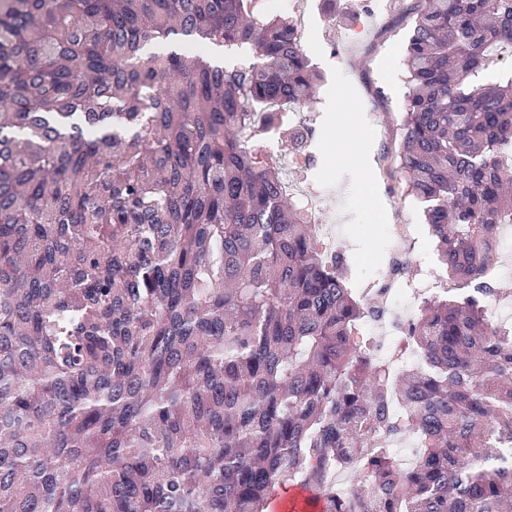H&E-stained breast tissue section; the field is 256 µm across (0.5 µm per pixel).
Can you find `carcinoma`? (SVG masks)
Returning <instances> with one entry per match:
<instances>
[{
    "instance_id": "carcinoma-1",
    "label": "carcinoma",
    "mask_w": 512,
    "mask_h": 512,
    "mask_svg": "<svg viewBox=\"0 0 512 512\" xmlns=\"http://www.w3.org/2000/svg\"><path fill=\"white\" fill-rule=\"evenodd\" d=\"M509 56L512 0H418L393 164L463 293L379 359L359 325L383 311L255 144L315 133L286 117L321 81L293 17L0 0V512H264L342 469L325 512L512 508V326L485 317Z\"/></svg>"
}]
</instances>
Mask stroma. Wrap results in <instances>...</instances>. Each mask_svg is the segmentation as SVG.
Instances as JSON below:
<instances>
[{
	"label": "stroma",
	"instance_id": "stroma-1",
	"mask_svg": "<svg viewBox=\"0 0 512 512\" xmlns=\"http://www.w3.org/2000/svg\"><path fill=\"white\" fill-rule=\"evenodd\" d=\"M415 5L416 0H341L331 22L322 0H288V14L303 16L310 31L304 51L323 76L310 107L288 115L291 123L315 126V165L300 167L276 134L260 136L273 146L290 193L307 194L322 223L341 225L349 286L367 296L383 280L377 266L396 224L406 227L400 245L410 258L408 277L432 275L438 296L451 285L435 260L421 204L401 197L397 180L385 173V155L398 151L401 142L409 93L403 54ZM368 193L377 196L376 206L363 204Z\"/></svg>",
	"mask_w": 512,
	"mask_h": 512
}]
</instances>
